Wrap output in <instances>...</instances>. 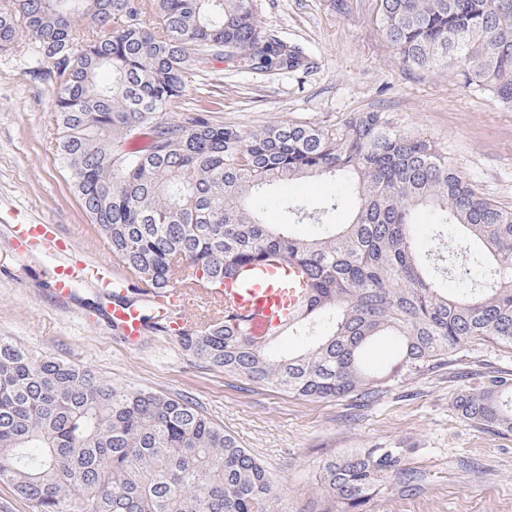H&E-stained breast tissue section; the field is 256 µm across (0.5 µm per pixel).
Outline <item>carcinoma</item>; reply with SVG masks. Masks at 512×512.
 Instances as JSON below:
<instances>
[{"instance_id":"obj_1","label":"carcinoma","mask_w":512,"mask_h":512,"mask_svg":"<svg viewBox=\"0 0 512 512\" xmlns=\"http://www.w3.org/2000/svg\"><path fill=\"white\" fill-rule=\"evenodd\" d=\"M376 23L407 68L448 71L512 109V0H379ZM34 39L31 75L53 88L54 140L84 210L130 277L164 293L218 288L248 267L291 264L308 297L288 323L303 348L249 335L221 310L178 334L182 348L245 382L307 400L368 402L407 373L448 364L472 340L512 348V208L482 196L435 142L384 112L337 125L244 131L217 119L211 91L176 119L195 78L217 62L293 72L303 50L264 30L253 0H0V54ZM329 177L360 201L347 224L285 201L267 224L266 190ZM458 226L455 295L427 267L415 212ZM313 221L315 238L292 227ZM390 365L367 367L379 340ZM461 418L512 432V376L455 397ZM402 448L326 460L322 512H368L380 483L413 486ZM0 483L35 512H269L263 464L192 402L100 379L0 336Z\"/></svg>"}]
</instances>
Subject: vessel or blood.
Returning a JSON list of instances; mask_svg holds the SVG:
<instances>
[{
  "instance_id": "1",
  "label": "vessel or blood",
  "mask_w": 512,
  "mask_h": 512,
  "mask_svg": "<svg viewBox=\"0 0 512 512\" xmlns=\"http://www.w3.org/2000/svg\"><path fill=\"white\" fill-rule=\"evenodd\" d=\"M0 232L8 238L9 247L27 255L38 247H52L57 262L50 288L57 300L74 298L81 288H94L108 297L106 315L121 335L131 343L138 342L146 328L145 305H152L171 333L189 328L185 317L189 297L218 301L243 325L249 335L262 337L285 329L297 311L306 292V284L293 267L258 268L250 278L225 282L220 288H175L163 295L144 292L141 299L127 297L126 282L113 274L111 267L91 262L78 254L69 237L56 224H6Z\"/></svg>"
}]
</instances>
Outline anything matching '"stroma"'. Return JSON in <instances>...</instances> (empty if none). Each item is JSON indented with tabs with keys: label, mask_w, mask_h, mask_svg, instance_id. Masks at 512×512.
I'll use <instances>...</instances> for the list:
<instances>
[{
	"label": "stroma",
	"mask_w": 512,
	"mask_h": 512,
	"mask_svg": "<svg viewBox=\"0 0 512 512\" xmlns=\"http://www.w3.org/2000/svg\"><path fill=\"white\" fill-rule=\"evenodd\" d=\"M377 0H254L258 23L303 48L309 69L243 73L224 63L199 75L183 98L193 108L211 86L224 88L225 124L242 130L294 121L337 124L384 112L397 126L434 141L484 196L512 207V110L445 72L402 67L376 23ZM31 40L0 55V206L34 224H57L85 257L123 265L82 208L54 149L51 90L29 75ZM330 179L296 180L263 202L281 223V201L335 194ZM54 258H17L0 236V336L32 354L85 366L112 383L179 396L235 435L264 465L273 512H317L322 462L350 448H404L418 481L382 484L370 512H512V432L462 421L454 398L483 373L512 374V348L470 343L448 365L412 373L375 400L306 401L249 384L184 351L178 338L147 329L131 345L95 312L97 292L60 303L49 290Z\"/></svg>",
	"instance_id": "obj_1"
}]
</instances>
